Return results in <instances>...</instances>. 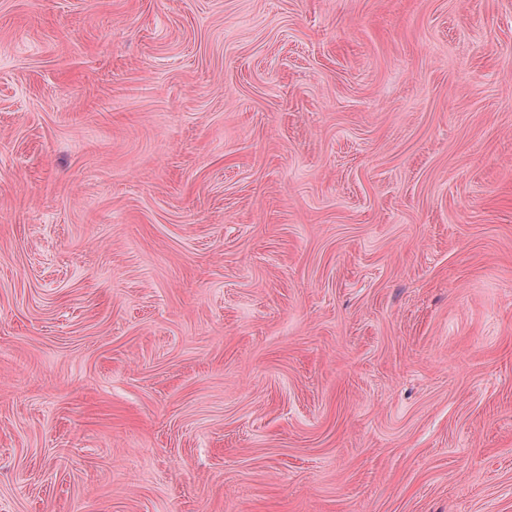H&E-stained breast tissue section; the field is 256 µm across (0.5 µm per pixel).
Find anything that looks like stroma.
<instances>
[{
    "label": "stroma",
    "mask_w": 512,
    "mask_h": 512,
    "mask_svg": "<svg viewBox=\"0 0 512 512\" xmlns=\"http://www.w3.org/2000/svg\"><path fill=\"white\" fill-rule=\"evenodd\" d=\"M0 512H512V0H0Z\"/></svg>",
    "instance_id": "1"
}]
</instances>
